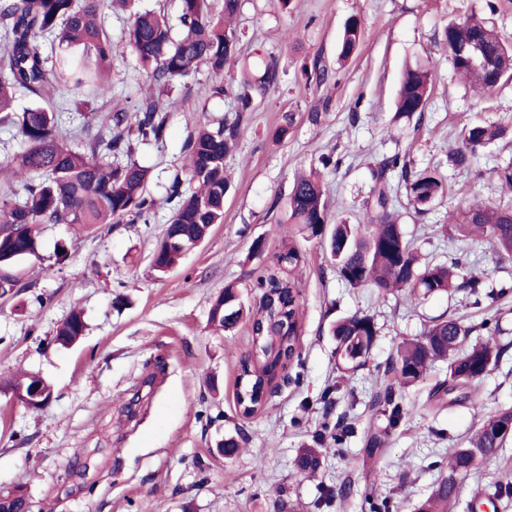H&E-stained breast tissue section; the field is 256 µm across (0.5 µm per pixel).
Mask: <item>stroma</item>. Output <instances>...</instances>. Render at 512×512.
I'll return each mask as SVG.
<instances>
[{
    "label": "stroma",
    "mask_w": 512,
    "mask_h": 512,
    "mask_svg": "<svg viewBox=\"0 0 512 512\" xmlns=\"http://www.w3.org/2000/svg\"><path fill=\"white\" fill-rule=\"evenodd\" d=\"M487 1L242 0L239 56L274 55L278 75L256 95L238 147L226 159L231 188L223 223L173 270L155 271L152 254L172 216L164 199L186 165L185 139L200 121L235 116L233 98H210L213 78L203 67L169 86L164 144L136 150L150 170L147 189L160 202L152 223L44 224L37 255L13 266L18 283L0 298V380L22 371L50 384L53 396L31 409L0 390V492L22 488L31 512H275L283 501L294 512H369L372 496L389 500L392 512H414L450 451L481 420L512 407V346L468 388L466 403L444 409L427 401L445 377L439 362L403 389L410 413L379 457L364 451V435L383 424L369 401L387 384L384 368L397 343L420 336L441 316L471 325L500 318L512 343V259L500 258L487 242L466 244L442 231L467 204L512 202V189L493 175L512 158V111H501L498 98L482 96L457 75L441 43L448 24L472 15L488 19L512 43V0H492V11ZM352 18L361 22L363 39L341 63L337 54ZM316 63L328 71L320 84L305 75ZM418 64L432 73L429 102L421 118L394 122L403 73ZM149 91L133 53L116 61L111 103L131 108ZM288 114L294 124L275 140ZM473 122L500 123L508 132L480 151L475 169L452 168L447 152ZM398 150L410 151L416 168L438 167L448 180L447 196L427 214L397 203L406 239L421 257L460 261L464 274L490 288L507 287V296L478 302L460 291L416 300L351 288L337 277L320 240L293 226L304 253L297 274L301 357L278 376L263 409L241 417L235 393L251 329L212 328L213 301L234 284L244 306L256 305L253 283L277 249L296 174L319 170L332 218L357 225L372 186L371 163ZM323 153L343 156L341 169H320ZM258 239L265 243L260 256L251 250ZM76 308L85 333L65 347L55 331ZM358 311L373 317L379 333L365 365L344 380L331 326ZM340 418L354 423L353 436L340 452L324 454L315 477L301 475L300 450L324 423ZM230 436L240 447L227 457L217 444ZM506 476L512 477V441L464 483L452 512H471L474 504L478 512H512V500H492ZM344 483L347 495L322 504L325 489Z\"/></svg>",
    "instance_id": "stroma-1"
}]
</instances>
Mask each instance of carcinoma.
<instances>
[{
    "label": "carcinoma",
    "instance_id": "obj_1",
    "mask_svg": "<svg viewBox=\"0 0 512 512\" xmlns=\"http://www.w3.org/2000/svg\"><path fill=\"white\" fill-rule=\"evenodd\" d=\"M130 9V23L124 30L127 46L139 66L159 87L185 80L206 67L214 77L211 95L228 94L237 101V114L211 126L198 124L190 133L183 151L188 159L187 178L175 175L167 200L172 205L171 222L153 256L159 273L172 269L191 248L204 240L211 227L224 223V197L229 181L224 160L240 139L243 113L250 110L253 95L263 93L276 81L277 60L260 56L243 66L237 86L224 84V67L238 62L236 30L230 21L238 14L241 0H222L215 13L209 0H180V31L174 33L165 15L133 9L134 0H0V126L16 131L23 144L12 159L0 163L12 171L14 181L0 186V294L16 287L10 267L18 260L37 254L39 226L42 224H137L148 223L155 201L147 191L149 170L134 158L138 144L164 143L167 107L150 102L134 109L107 114L98 132L83 150L71 146L74 132L62 125L58 112L44 103L76 88L93 99L112 96L106 78L112 69V41L100 23L105 3ZM51 36L58 51L46 57L42 39ZM362 39L357 20L344 27L338 58L347 60ZM442 41L452 52L471 42L481 44L492 69L453 59L454 69L471 79L483 92H491L512 80V46L505 44L487 22L470 17L443 31ZM431 74L421 66L406 69L401 80L394 121L411 122L428 101ZM32 97L36 104L16 112L15 94ZM506 127L472 123L463 128L461 144L449 157V165L470 169L478 151L504 136ZM373 186L366 202L365 221L371 226L361 235L352 224L328 223L327 204L319 179L298 177L288 194V224H300L311 238L326 243L341 281L351 288L369 287L387 296L404 290L415 297L450 294L460 288L475 297L493 301L507 289L485 290V283L470 276L456 283L459 274L445 264H421L406 241L395 217V196L387 186L394 177L404 190L407 204L420 214L445 194L447 184L438 168L415 170L410 154L399 151L385 155L370 169ZM453 233L463 241L486 240L501 256L512 257V205L473 204L451 216ZM303 262V253L291 232L280 236L278 249L254 287L262 290L257 308L244 314L234 285L213 302L209 320L226 330L241 320L248 321L252 333L277 342L275 349L243 363L238 382L244 398L237 399L239 412L248 418L261 408L256 390L272 382L278 371L300 357L292 345L302 335L300 290L294 272ZM485 337L472 340L475 328L454 318L439 317L415 339L398 343L392 351L387 372L395 385L408 388L419 383L437 361L447 363L445 378L430 389L427 400L444 404L446 396L480 380L498 365L502 349L496 339L499 324L484 320ZM85 331L82 312L72 311L57 328L56 340L64 346L77 343ZM336 338V366L351 372L364 361L377 336L371 316L355 313L332 328ZM371 406L383 416L384 426L365 437L368 456L373 457L386 439L403 422L410 410L392 387L372 396ZM512 439V407L484 419L474 436L454 449L448 469L419 501L416 512H449L462 484L480 464L497 457ZM323 449L304 448L296 466L312 475L321 466ZM27 498L20 489L0 495V512H25Z\"/></svg>",
    "mask_w": 512,
    "mask_h": 512
}]
</instances>
